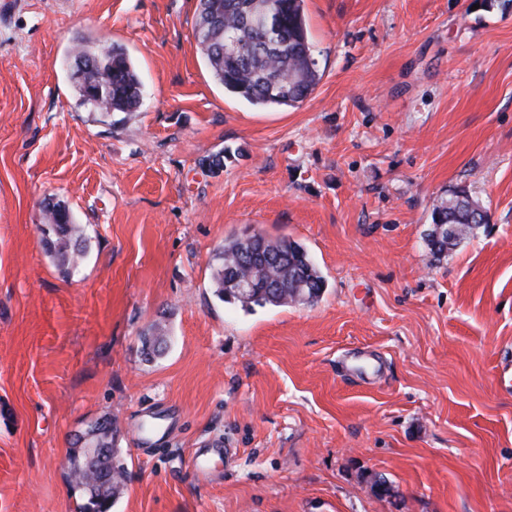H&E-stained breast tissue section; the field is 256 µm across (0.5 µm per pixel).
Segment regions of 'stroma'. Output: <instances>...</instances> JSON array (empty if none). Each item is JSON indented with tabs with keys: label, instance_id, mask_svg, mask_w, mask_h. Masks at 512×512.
<instances>
[{
	"label": "stroma",
	"instance_id": "stroma-1",
	"mask_svg": "<svg viewBox=\"0 0 512 512\" xmlns=\"http://www.w3.org/2000/svg\"><path fill=\"white\" fill-rule=\"evenodd\" d=\"M197 5L0 0V512H78L103 416L113 512H512V10L304 0L321 79L266 109L213 78ZM80 40L126 50L135 111L82 102ZM461 189L488 220L432 254ZM52 202L88 238L72 273ZM253 233L308 250L317 303L215 295ZM47 228L42 231L47 236L46 246L51 254L59 259L69 270H76L81 264L85 252V240L78 224H60L58 218L48 208L45 215ZM94 425L91 424L83 434L78 435L75 445H80L71 455L69 468L80 469L90 467L94 454L84 457L82 460L76 459L77 455L83 457L89 448H97L98 451H105L104 448H110L102 455L98 462V472L92 474H79L75 480H72L75 486L82 492L83 502L79 505V512H112V508L123 487L126 467L122 459L118 456L117 449L113 448V442L117 433V428L111 427L108 431L100 434H91ZM88 437L82 441V437ZM76 459V460H75Z\"/></svg>",
	"mask_w": 512,
	"mask_h": 512
}]
</instances>
